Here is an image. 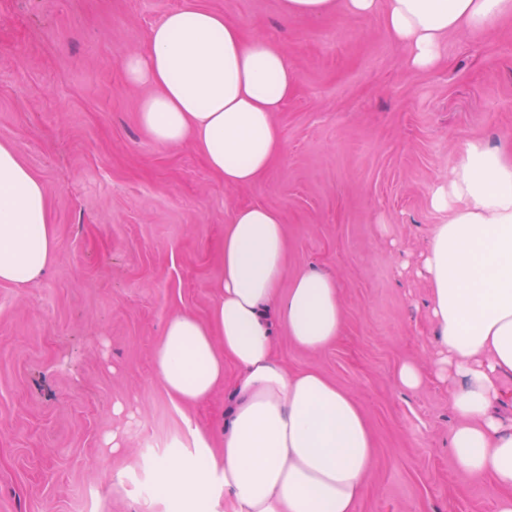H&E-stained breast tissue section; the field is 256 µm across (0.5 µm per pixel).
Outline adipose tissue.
Listing matches in <instances>:
<instances>
[{
	"label": "adipose tissue",
	"instance_id": "adipose-tissue-1",
	"mask_svg": "<svg viewBox=\"0 0 512 512\" xmlns=\"http://www.w3.org/2000/svg\"><path fill=\"white\" fill-rule=\"evenodd\" d=\"M284 17H353L383 10L387 31L412 68L439 66L441 41L480 31L512 12V0H281ZM128 83L149 87L139 122L155 143L192 142L225 187L253 184L283 150L274 120L296 89L287 53L247 35L223 14L188 5L168 12L144 52L122 63ZM433 205L451 212L437 225L415 273L430 292L433 362L401 363L398 385L453 384L456 418L448 446L460 476L489 477L502 491L497 512H512V417L496 407L512 397V159L465 142ZM286 241L280 213L237 208L224 226L218 294L210 316L167 320L155 371L171 398L191 405L240 371L224 423V455L202 471L160 461L156 480L190 512L210 482L227 512H354L377 464L369 424L352 396L315 371H290L274 354L284 328L298 348L337 341L345 319L339 281L305 271L281 291ZM58 254L44 184L8 143H0V283L24 286Z\"/></svg>",
	"mask_w": 512,
	"mask_h": 512
}]
</instances>
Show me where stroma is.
I'll use <instances>...</instances> for the list:
<instances>
[{
  "label": "stroma",
  "instance_id": "1",
  "mask_svg": "<svg viewBox=\"0 0 512 512\" xmlns=\"http://www.w3.org/2000/svg\"><path fill=\"white\" fill-rule=\"evenodd\" d=\"M224 14L291 58L276 113L284 150L253 185L225 188L189 143L140 127L123 59L171 10ZM441 67L411 69L382 13L283 19L281 0H0V142L43 181L59 242L23 287L0 283V512H179L158 461L196 460L190 427L218 433L238 370L191 407L153 364L170 315L207 319L236 207L280 212L283 285L304 270L343 285L345 328L317 352L278 330L291 370H316L360 405L379 463L354 512H496L488 477H460L448 448L450 385L398 386L429 364L428 290L403 274L448 221L430 192L462 145H512V16L443 38ZM126 412L114 414L115 404ZM126 431L124 448L105 435Z\"/></svg>",
  "mask_w": 512,
  "mask_h": 512
}]
</instances>
